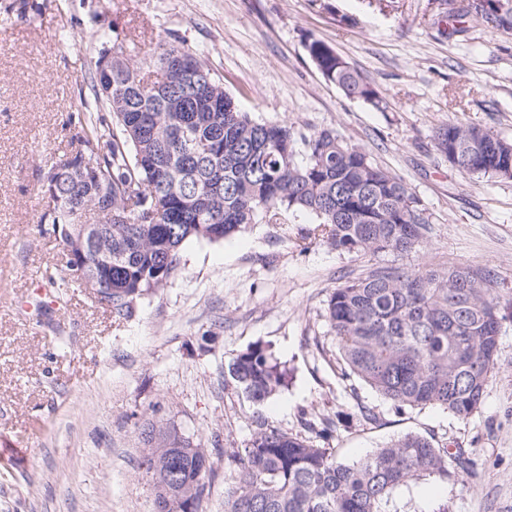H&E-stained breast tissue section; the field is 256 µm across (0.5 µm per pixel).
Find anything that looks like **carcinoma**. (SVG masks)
Here are the masks:
<instances>
[{
    "mask_svg": "<svg viewBox=\"0 0 512 512\" xmlns=\"http://www.w3.org/2000/svg\"><path fill=\"white\" fill-rule=\"evenodd\" d=\"M444 0L437 24L448 37L468 31L479 16L512 29V0ZM307 51L322 76L353 100L376 103L371 85L328 44ZM143 69L122 50L102 52L95 64L96 101L110 117L90 118L69 156L44 165L42 182L61 205L43 213L41 231L77 227V206L112 208V223L89 243L108 298L95 303L112 316H131L147 291L174 274L182 245L222 242L262 218L283 224L288 212H308L315 227L302 239L340 253H406L421 246L428 218L398 176L379 167L360 146L333 129L299 133L282 122H258L240 109L212 70L185 45L166 39L149 48ZM112 58V98L103 92L100 64ZM190 69V83L175 68ZM437 151L454 153L453 167L478 178H512V142L479 125L450 123L434 134ZM91 176L62 180L77 163ZM491 271L450 265L410 271L377 266L336 288L327 319L339 359L349 373L396 408L438 406L459 418L481 404L498 353L500 308ZM231 376L249 398L263 402L286 385L272 354L257 345L239 353ZM242 448L224 449L233 465L224 512H382L399 486L422 476L468 473L466 451L407 434L364 459L345 464L328 448L255 421ZM172 447L142 457L154 480L158 512H199L212 466L207 448H194L176 428ZM177 472L169 482L157 472Z\"/></svg>",
    "mask_w": 512,
    "mask_h": 512,
    "instance_id": "cac0c4a2",
    "label": "carcinoma"
}]
</instances>
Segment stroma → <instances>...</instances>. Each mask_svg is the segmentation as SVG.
Returning <instances> with one entry per match:
<instances>
[{"instance_id": "1", "label": "stroma", "mask_w": 512, "mask_h": 512, "mask_svg": "<svg viewBox=\"0 0 512 512\" xmlns=\"http://www.w3.org/2000/svg\"><path fill=\"white\" fill-rule=\"evenodd\" d=\"M434 13V0H0V512H154L141 466L150 424L210 449L200 512H224V451L244 446L259 417L346 464L409 433L468 452L471 476L411 481L383 512H512V178L462 173L433 141L448 122L512 140V30L478 20L448 39ZM157 36L195 51L253 119L332 128L364 148L419 198L424 243L398 255L303 247L314 218L297 212L187 242L167 285L130 318L99 308L40 230L41 170L71 152L94 111L102 49L145 67ZM312 39L345 58L377 104L326 80ZM459 263L493 272L503 317L472 415L399 410L343 374L326 320L336 287L383 264ZM256 344L289 372L287 389L261 403L228 374Z\"/></svg>"}]
</instances>
